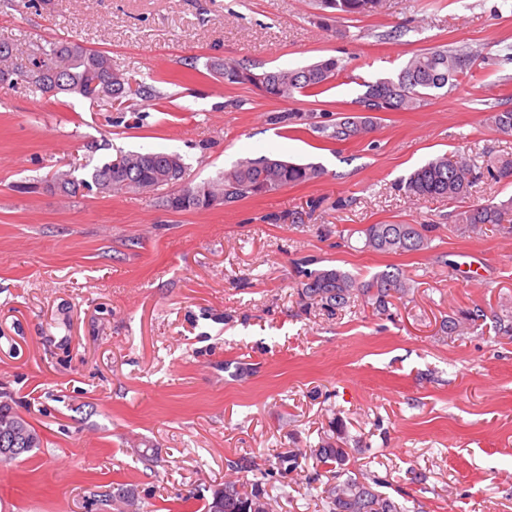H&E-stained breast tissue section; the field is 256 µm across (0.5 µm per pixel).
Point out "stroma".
<instances>
[{"instance_id": "35a3bbf8", "label": "stroma", "mask_w": 512, "mask_h": 512, "mask_svg": "<svg viewBox=\"0 0 512 512\" xmlns=\"http://www.w3.org/2000/svg\"><path fill=\"white\" fill-rule=\"evenodd\" d=\"M317 0H0V42L106 52L140 95L105 104L0 83V392L42 445L0 464V512H203L232 478L226 462L301 455L287 483L263 484L276 512H327L311 452L341 427L348 468L386 481L411 512H512V339L491 322L448 337L481 305L512 313V234L463 236L469 203L512 197L481 179L469 200H413L400 179L439 154L512 155L492 127L512 107V0H381L321 23ZM435 46L475 57L456 87L337 144L274 125L288 109L330 121L364 83ZM345 71L317 97L274 101L211 72L215 59ZM180 154L184 181L238 159L314 163V182L229 206L173 212L160 194L53 186L90 179L117 151ZM431 224L428 249L365 250L368 224ZM413 280L391 317L363 301L303 309L295 264ZM488 318L487 312L481 306L475 305L472 308L462 310L457 317H450L443 323L444 333L448 336H457L463 326H480Z\"/></svg>"}]
</instances>
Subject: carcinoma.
Here are the masks:
<instances>
[{
  "label": "carcinoma",
  "instance_id": "obj_1",
  "mask_svg": "<svg viewBox=\"0 0 512 512\" xmlns=\"http://www.w3.org/2000/svg\"><path fill=\"white\" fill-rule=\"evenodd\" d=\"M380 0H319L324 20L336 23L351 15L364 13ZM18 49L0 44V78L11 77L27 83L35 91H43L42 78H29L16 73L14 57ZM41 67L59 81V93H76L83 97L116 101L127 94L128 79L112 70V60L102 51L91 50L76 42L57 43L42 51ZM474 63V57L462 49L433 47L414 55L400 73L364 84L365 91L358 102L375 100V106L385 112L413 110L424 105L432 93L454 86L458 77ZM210 70L224 75V83L241 85L259 90L264 95L290 101L296 95L317 93L345 70L341 60L330 57L299 69L253 70L232 60H217ZM106 84L91 89L97 75ZM311 116L301 112H277L271 120L287 125L301 126ZM488 120L500 132L512 133V108L493 112ZM374 126L372 116H339L336 121L313 124L323 137L336 143L345 142L368 133ZM118 162H105L94 168L92 183L104 194L122 192L151 193L162 188L168 192L162 197L163 205L174 212L206 209L207 198H222L230 205L249 197L278 191L292 184L314 181L323 175V169L313 164H297L286 160L260 157L242 158L227 169L215 181L195 187L180 186L186 170L182 157L166 152H121L115 155ZM484 168L498 180L512 181V157L500 158L481 167L467 158L439 155L418 168L401 181L406 197L446 198L450 201L470 194L477 170ZM52 180L59 189L70 194L81 181L69 170L53 173ZM458 231L464 235H479L489 229L512 234V197L499 203L473 204L457 214ZM431 224H369L359 230L364 235V247L380 254L418 252L429 247ZM301 300L307 306H317L329 315L346 307L351 300L362 298L373 312L391 315L393 299L406 297L412 288L409 279L397 268L374 274L367 282L338 268L326 267L308 270L305 262L297 263ZM488 318L484 308L476 305L462 310L443 323L444 333L452 337L464 326H478ZM24 436L28 443L18 444L10 450L9 459L0 463H12L19 457L40 447L41 437L31 424H26ZM317 462L332 466L330 473L336 482L318 486L322 474L315 471L309 480L325 497L329 512H411L409 507L377 490L382 481L373 477H358L348 472L349 451L339 444L326 443L313 450ZM299 455L293 451L282 453L276 461L259 468L243 460H230L227 467L232 471L251 472L254 479L251 489L226 481L212 491L205 504L206 512H215V500L221 499L223 512H252V506H261L260 512H269L261 486L265 482H288L299 468ZM344 481H339L341 476Z\"/></svg>",
  "mask_w": 512,
  "mask_h": 512
}]
</instances>
